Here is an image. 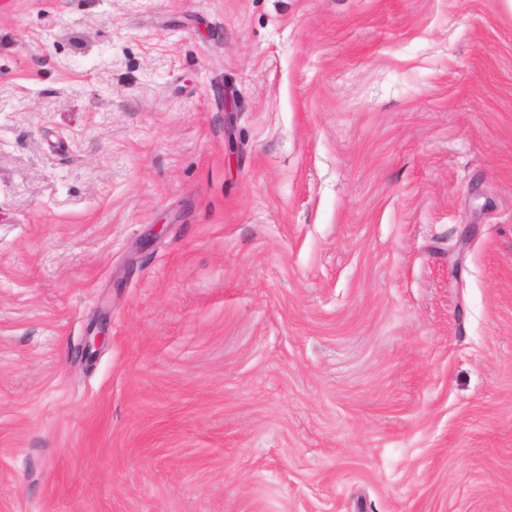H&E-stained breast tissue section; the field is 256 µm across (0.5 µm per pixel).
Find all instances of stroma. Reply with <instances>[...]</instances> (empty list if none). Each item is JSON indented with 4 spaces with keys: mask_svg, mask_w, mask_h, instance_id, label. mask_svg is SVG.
<instances>
[{
    "mask_svg": "<svg viewBox=\"0 0 512 512\" xmlns=\"http://www.w3.org/2000/svg\"><path fill=\"white\" fill-rule=\"evenodd\" d=\"M0 512H512V0H0Z\"/></svg>",
    "mask_w": 512,
    "mask_h": 512,
    "instance_id": "1",
    "label": "stroma"
}]
</instances>
